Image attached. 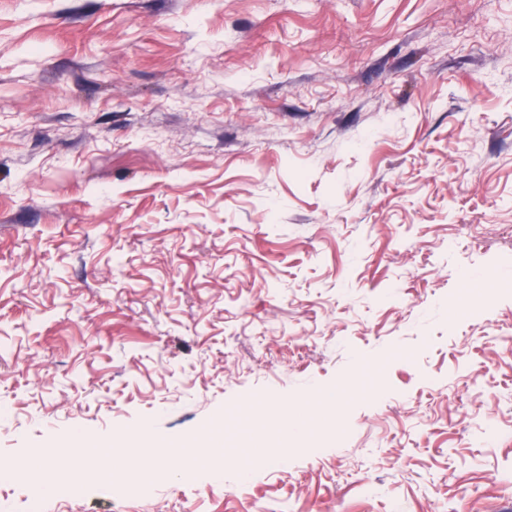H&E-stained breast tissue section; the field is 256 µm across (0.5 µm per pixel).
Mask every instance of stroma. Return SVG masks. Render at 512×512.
<instances>
[{"mask_svg": "<svg viewBox=\"0 0 512 512\" xmlns=\"http://www.w3.org/2000/svg\"><path fill=\"white\" fill-rule=\"evenodd\" d=\"M1 402L255 461L46 512L512 501V0H0Z\"/></svg>", "mask_w": 512, "mask_h": 512, "instance_id": "stroma-1", "label": "stroma"}]
</instances>
